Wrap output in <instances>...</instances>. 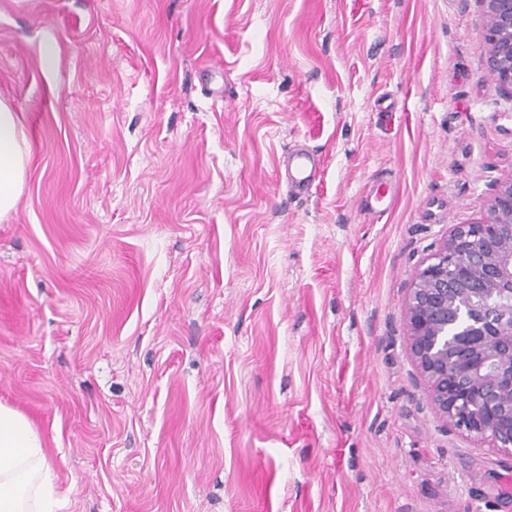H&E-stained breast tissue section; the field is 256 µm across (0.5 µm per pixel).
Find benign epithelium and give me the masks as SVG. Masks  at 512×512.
Masks as SVG:
<instances>
[{
  "label": "benign epithelium",
  "mask_w": 512,
  "mask_h": 512,
  "mask_svg": "<svg viewBox=\"0 0 512 512\" xmlns=\"http://www.w3.org/2000/svg\"><path fill=\"white\" fill-rule=\"evenodd\" d=\"M480 2L489 73L512 98V0ZM404 314L410 358L443 423L512 459V174L414 275Z\"/></svg>",
  "instance_id": "7a95c632"
}]
</instances>
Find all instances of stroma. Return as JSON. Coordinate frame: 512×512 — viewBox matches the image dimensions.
<instances>
[{"mask_svg": "<svg viewBox=\"0 0 512 512\" xmlns=\"http://www.w3.org/2000/svg\"><path fill=\"white\" fill-rule=\"evenodd\" d=\"M0 98L30 142L0 403L55 512H512V460L444 426L404 318L512 173L480 0H0ZM318 156L309 150H297L288 156V188L302 193L309 189L319 169Z\"/></svg>", "mask_w": 512, "mask_h": 512, "instance_id": "35a3bbf8", "label": "stroma"}]
</instances>
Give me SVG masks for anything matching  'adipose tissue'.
I'll return each mask as SVG.
<instances>
[{
  "instance_id": "1",
  "label": "adipose tissue",
  "mask_w": 512,
  "mask_h": 512,
  "mask_svg": "<svg viewBox=\"0 0 512 512\" xmlns=\"http://www.w3.org/2000/svg\"><path fill=\"white\" fill-rule=\"evenodd\" d=\"M29 141L23 120L0 100V218L20 197ZM52 472L30 422L0 404V512H52Z\"/></svg>"
}]
</instances>
